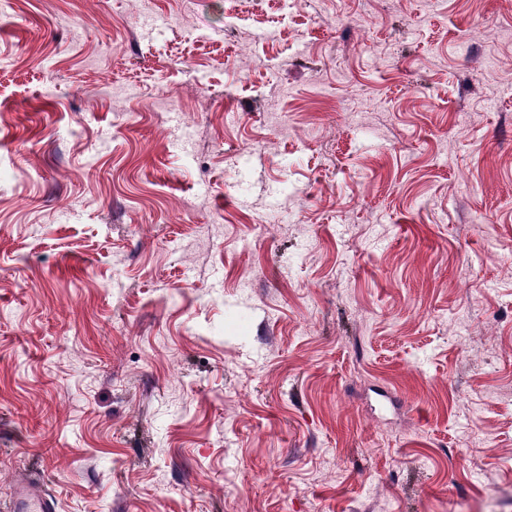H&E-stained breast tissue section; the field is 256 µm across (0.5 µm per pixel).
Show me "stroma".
<instances>
[{"label": "stroma", "mask_w": 512, "mask_h": 512, "mask_svg": "<svg viewBox=\"0 0 512 512\" xmlns=\"http://www.w3.org/2000/svg\"><path fill=\"white\" fill-rule=\"evenodd\" d=\"M138 10L0 0V499L512 512V0ZM10 512H53V500L38 486L19 484L12 491Z\"/></svg>", "instance_id": "1"}]
</instances>
